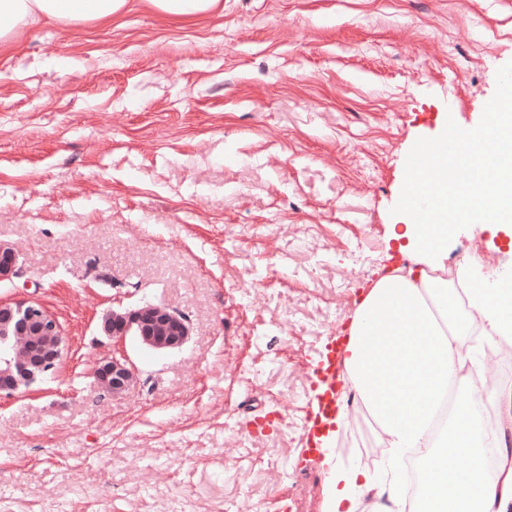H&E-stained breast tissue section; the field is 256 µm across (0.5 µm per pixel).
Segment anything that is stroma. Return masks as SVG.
Here are the masks:
<instances>
[{"label":"stroma","instance_id":"1","mask_svg":"<svg viewBox=\"0 0 512 512\" xmlns=\"http://www.w3.org/2000/svg\"><path fill=\"white\" fill-rule=\"evenodd\" d=\"M512 72V0H224L171 24H39L0 54V302L55 314L57 374L0 396V512H323L310 399L364 294L401 264L403 157L485 127ZM461 101L448 112L449 99ZM512 278V233L456 226ZM145 303L190 341L98 333ZM139 380L120 398L111 354ZM342 467L368 460L350 427ZM97 385L112 397L124 395L137 380L133 364L126 357L104 358L96 367Z\"/></svg>","mask_w":512,"mask_h":512}]
</instances>
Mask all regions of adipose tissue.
I'll return each instance as SVG.
<instances>
[{
  "label": "adipose tissue",
  "mask_w": 512,
  "mask_h": 512,
  "mask_svg": "<svg viewBox=\"0 0 512 512\" xmlns=\"http://www.w3.org/2000/svg\"><path fill=\"white\" fill-rule=\"evenodd\" d=\"M173 22H191L223 12V0H145ZM129 0H0V49L10 48L24 30L40 22L64 26H108L120 20ZM461 141L479 172L480 195L512 200V175L487 171L484 132L471 130ZM407 189L433 195L428 213L409 212L403 236L410 266L382 276L360 303L350 327L344 367L356 397L370 413L378 447L389 466L415 456L424 480L410 512H512V428L486 433L476 417L466 368L477 360L468 337L481 325L488 337L512 336V283L500 288L470 287L468 307L458 310L456 289L442 272L448 239L459 219L448 205V173L429 168L409 173ZM456 389L458 402L442 436L433 420ZM498 458L488 474L487 446ZM373 512L384 501L401 505L405 492L396 480L367 470L329 471L326 512H358L362 498Z\"/></svg>",
  "instance_id": "adipose-tissue-1"
}]
</instances>
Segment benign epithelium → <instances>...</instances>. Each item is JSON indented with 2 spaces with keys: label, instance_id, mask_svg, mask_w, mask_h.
<instances>
[{
  "label": "benign epithelium",
  "instance_id": "benign-epithelium-1",
  "mask_svg": "<svg viewBox=\"0 0 512 512\" xmlns=\"http://www.w3.org/2000/svg\"><path fill=\"white\" fill-rule=\"evenodd\" d=\"M19 253L0 243V281L17 274ZM100 335L119 343L128 335L154 350L183 347L191 337L185 316L165 306L146 304L104 314L98 324ZM0 339L12 341V351L0 357V394L13 395L30 388L37 374L56 371L67 350L58 318L30 300L0 303ZM97 385L114 397L124 395L137 380L133 364L125 357L103 359L95 369Z\"/></svg>",
  "mask_w": 512,
  "mask_h": 512
}]
</instances>
